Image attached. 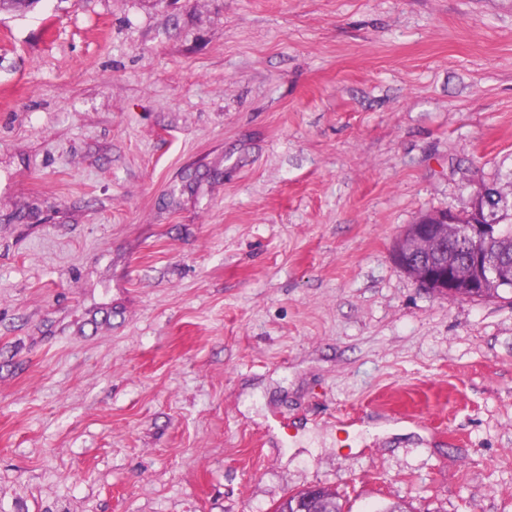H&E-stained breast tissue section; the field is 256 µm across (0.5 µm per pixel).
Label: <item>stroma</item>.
Listing matches in <instances>:
<instances>
[{"instance_id": "stroma-1", "label": "stroma", "mask_w": 512, "mask_h": 512, "mask_svg": "<svg viewBox=\"0 0 512 512\" xmlns=\"http://www.w3.org/2000/svg\"><path fill=\"white\" fill-rule=\"evenodd\" d=\"M511 172L512 0L0 12V512H512V304L390 259Z\"/></svg>"}]
</instances>
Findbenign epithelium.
<instances>
[{"instance_id": "obj_1", "label": "benign epithelium", "mask_w": 512, "mask_h": 512, "mask_svg": "<svg viewBox=\"0 0 512 512\" xmlns=\"http://www.w3.org/2000/svg\"><path fill=\"white\" fill-rule=\"evenodd\" d=\"M476 201L490 210H509L512 205L496 193L492 186L484 188ZM462 216L459 211L451 209L433 210L421 214L397 236L391 259L404 273L411 276L422 287L433 294L452 299L468 300L477 297L480 289L485 287L484 280L503 281L501 268L488 255L477 249L478 244L488 241L496 235V225L488 222L473 221L459 224L456 218ZM422 240L430 245L432 257L415 258L412 256L409 241ZM465 252V264L474 267L479 276L466 277L457 264H446L441 260L448 248V241Z\"/></svg>"}]
</instances>
